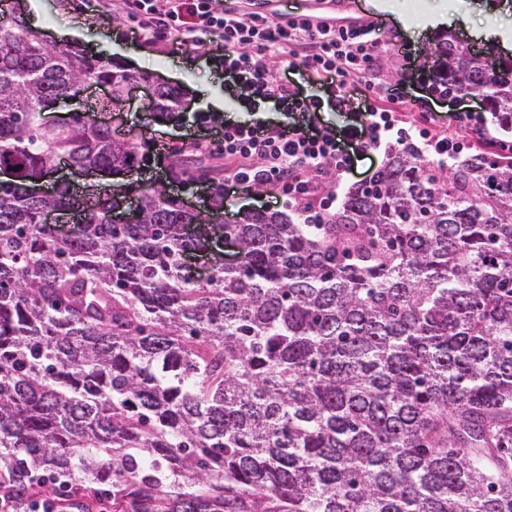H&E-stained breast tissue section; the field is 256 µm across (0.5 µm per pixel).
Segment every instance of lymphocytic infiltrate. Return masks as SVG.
I'll return each instance as SVG.
<instances>
[{
    "label": "lymphocytic infiltrate",
    "mask_w": 512,
    "mask_h": 512,
    "mask_svg": "<svg viewBox=\"0 0 512 512\" xmlns=\"http://www.w3.org/2000/svg\"><path fill=\"white\" fill-rule=\"evenodd\" d=\"M97 9L105 15L134 19L135 40H167L179 47L222 53L229 78L261 97L276 88L279 103L290 112L308 111L309 103L292 81L276 77L270 67L273 54L292 49L301 52L304 68L315 75L333 72L357 77L371 69L376 47L369 27L317 25L307 20L283 26L255 12L241 16L231 0L220 9L213 0H97ZM389 127L386 113H373L369 126L354 134L345 147L330 130L261 131L246 122H228L218 138L197 140L193 146L244 159V166L236 168L231 177L232 186L248 190L281 186L303 222L315 224L333 200L326 197L320 205H312L317 186L305 180V173L321 174L330 164L337 174L351 173L355 161L379 147L381 133Z\"/></svg>",
    "instance_id": "f902f5d3"
}]
</instances>
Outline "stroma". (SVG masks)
Instances as JSON below:
<instances>
[{
    "instance_id": "obj_1",
    "label": "stroma",
    "mask_w": 512,
    "mask_h": 512,
    "mask_svg": "<svg viewBox=\"0 0 512 512\" xmlns=\"http://www.w3.org/2000/svg\"><path fill=\"white\" fill-rule=\"evenodd\" d=\"M43 7V23L35 30L36 35L47 45L55 46L54 29L57 23L76 16L83 18L86 30L80 32L76 41L86 53L97 55L105 39H112L120 47L131 46L130 22L127 18H112L92 12L86 0H36ZM478 0H396L394 12H374L369 0H362L361 10L375 15L377 26L374 37L377 72L381 80L408 96L423 97L434 112L435 119L424 122L416 108L406 102H383L382 110L389 112L394 131L384 133L382 147L372 159L360 162L359 173L371 178L386 160L388 148L396 146L397 128H427L431 137L446 134L450 113L456 112L454 103L436 99L431 93L428 78L431 59L430 35H417L406 28L405 20L410 16L428 12H447L448 21L444 28L456 38L463 40L478 52L495 49L503 52L512 49V14L496 18L486 16L477 6ZM147 55L137 63L136 71L159 77L179 87L186 98H196L200 89H208L212 103L217 104L222 118L228 121H248L263 129L298 124L297 115L278 107L275 97L260 98L249 91L227 85L223 79L224 66L218 56L205 50H191L185 53L174 52L165 42L150 43L146 46ZM297 80L305 93L318 95L321 108L312 112L311 117L317 127L335 132L337 138H346L350 130L364 128L370 122L364 97L368 93L366 83L347 80L344 90L350 99L346 111H335L332 100L336 94L334 84L317 83L306 74H298ZM146 102L144 90H135L131 100L121 114L122 127L127 136L140 135L150 141L152 149L147 154L139 170L128 173L127 179L133 186L151 183L165 185L172 195L194 202L199 208H206L213 192L209 183L200 181L195 168H188L179 179L169 177V170L178 159L190 155V143L196 139L214 136V125H201L195 113L184 111L179 117L158 120L144 112Z\"/></svg>"
}]
</instances>
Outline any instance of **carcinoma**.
Listing matches in <instances>:
<instances>
[{"label":"carcinoma","instance_id":"obj_1","mask_svg":"<svg viewBox=\"0 0 512 512\" xmlns=\"http://www.w3.org/2000/svg\"><path fill=\"white\" fill-rule=\"evenodd\" d=\"M431 83L512 129V58L434 39ZM146 79L0 17V493L17 512H512V158L402 143L319 224L162 185L32 188L64 160L131 172L146 142L49 97ZM185 101L173 85L149 107ZM72 224L57 235L44 218ZM228 236L232 267L212 250ZM204 253L213 274L192 277Z\"/></svg>","mask_w":512,"mask_h":512}]
</instances>
